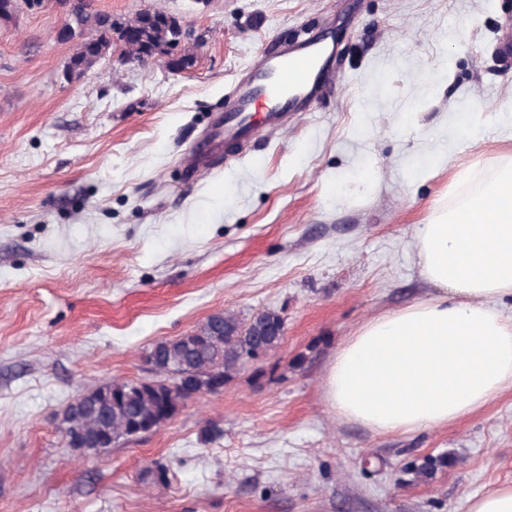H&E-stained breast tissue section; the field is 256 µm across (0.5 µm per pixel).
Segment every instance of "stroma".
Listing matches in <instances>:
<instances>
[{
    "mask_svg": "<svg viewBox=\"0 0 512 512\" xmlns=\"http://www.w3.org/2000/svg\"><path fill=\"white\" fill-rule=\"evenodd\" d=\"M171 14L167 57L69 70L63 18L0 23V512H468L512 484V390L423 434L336 418L324 379L364 321L427 299L413 231L451 182L512 157V0H94ZM332 29L338 76L285 132L189 180L234 79ZM281 311L285 335L221 391L95 455L67 404L148 376L153 343L214 312ZM301 367H294L296 358ZM456 466L409 484L413 458ZM169 470L155 486L146 472Z\"/></svg>",
    "mask_w": 512,
    "mask_h": 512,
    "instance_id": "1",
    "label": "stroma"
}]
</instances>
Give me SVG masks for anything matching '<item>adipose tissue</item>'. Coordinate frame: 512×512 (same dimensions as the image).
I'll list each match as a JSON object with an SVG mask.
<instances>
[{
  "label": "adipose tissue",
  "instance_id": "1",
  "mask_svg": "<svg viewBox=\"0 0 512 512\" xmlns=\"http://www.w3.org/2000/svg\"><path fill=\"white\" fill-rule=\"evenodd\" d=\"M433 295L364 322L325 376L337 418L378 434L442 428L512 389V159L414 229Z\"/></svg>",
  "mask_w": 512,
  "mask_h": 512
}]
</instances>
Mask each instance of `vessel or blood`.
<instances>
[{
  "label": "vessel or blood",
  "mask_w": 512,
  "mask_h": 512,
  "mask_svg": "<svg viewBox=\"0 0 512 512\" xmlns=\"http://www.w3.org/2000/svg\"><path fill=\"white\" fill-rule=\"evenodd\" d=\"M331 63L328 43L311 35L280 46L246 69L231 86L227 108L215 113L207 139L194 151L191 176L202 175L228 143L262 128L287 130L291 113L306 111L324 92Z\"/></svg>",
  "instance_id": "1"
}]
</instances>
